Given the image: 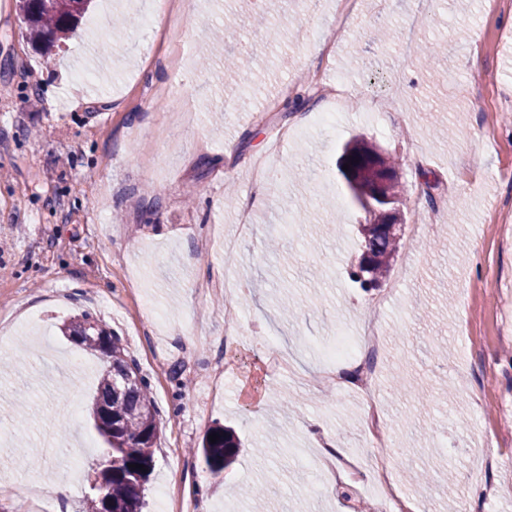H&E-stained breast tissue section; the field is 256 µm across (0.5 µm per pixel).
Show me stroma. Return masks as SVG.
Segmentation results:
<instances>
[{"mask_svg":"<svg viewBox=\"0 0 512 512\" xmlns=\"http://www.w3.org/2000/svg\"><path fill=\"white\" fill-rule=\"evenodd\" d=\"M149 7L94 0L49 57L16 8L0 12V512H84L104 446L89 415L100 362L61 327L86 311L120 336L159 413L143 512L163 485L191 512L377 505L312 467L305 426L364 449L363 397L340 394L322 358L379 298L382 341L360 358L408 449L392 480L448 512L478 466L494 493L476 512H512V0H359L344 25L338 0H184L144 28ZM228 21L235 39L217 44ZM382 27L385 44L370 36ZM420 42L442 46L439 73L404 56ZM242 50L254 64L226 84L224 58ZM336 84L340 100L321 94ZM330 110L336 126H320ZM358 135L397 160L406 218L371 289L350 276L365 213L337 170ZM418 205L435 221L417 235ZM269 336L295 371L276 370ZM216 423L242 447L207 480L195 449ZM58 432L86 448L73 492L33 496L30 481L66 477L35 453ZM490 441L475 462L468 447Z\"/></svg>","mask_w":512,"mask_h":512,"instance_id":"stroma-1","label":"stroma"}]
</instances>
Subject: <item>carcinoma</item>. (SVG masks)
Instances as JSON below:
<instances>
[{"mask_svg": "<svg viewBox=\"0 0 512 512\" xmlns=\"http://www.w3.org/2000/svg\"><path fill=\"white\" fill-rule=\"evenodd\" d=\"M92 0H17V10L30 39L48 52L59 46L68 33L77 27ZM378 157L388 170L395 171V162L384 157L372 144L356 140L345 146L342 159L354 169L341 173L352 200L369 216L360 225L363 252L358 271L352 273L360 286L375 287L387 274L397 251L399 236L396 225L386 223L387 216L370 210L373 187L378 170L371 164ZM94 317L85 313L63 324V333L92 352L102 362L97 394L91 408L95 427L106 448L93 469L104 480L106 497L87 498L85 512H142L144 485L154 469L155 444L160 436L158 411L149 396L147 381L139 375L135 360L128 358L121 338L103 322L93 330ZM219 440L212 444L209 435ZM240 447L234 433L221 425L206 431L198 453L204 473L216 477L228 468ZM142 464L146 471L132 468Z\"/></svg>", "mask_w": 512, "mask_h": 512, "instance_id": "1", "label": "carcinoma"}]
</instances>
